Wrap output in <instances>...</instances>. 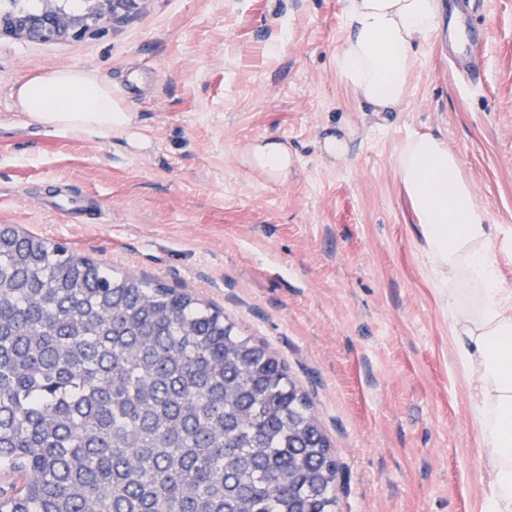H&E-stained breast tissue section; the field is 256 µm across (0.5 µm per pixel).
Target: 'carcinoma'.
<instances>
[{"instance_id":"cac0c4a2","label":"carcinoma","mask_w":512,"mask_h":512,"mask_svg":"<svg viewBox=\"0 0 512 512\" xmlns=\"http://www.w3.org/2000/svg\"><path fill=\"white\" fill-rule=\"evenodd\" d=\"M0 512H333L330 442L223 312L0 225Z\"/></svg>"}]
</instances>
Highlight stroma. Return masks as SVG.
<instances>
[{
    "label": "stroma",
    "instance_id": "35a3bbf8",
    "mask_svg": "<svg viewBox=\"0 0 512 512\" xmlns=\"http://www.w3.org/2000/svg\"><path fill=\"white\" fill-rule=\"evenodd\" d=\"M346 0H140L80 42L0 37V224L146 275L224 312L307 393L339 467L335 512H479L466 384L395 168L434 134L512 232V0H484L482 81L461 87L443 33L404 112L361 111L336 73ZM59 67L125 97L149 142L50 135L14 87ZM349 134L350 160L326 135ZM272 136L275 182L243 161ZM76 200L79 216L56 213Z\"/></svg>",
    "mask_w": 512,
    "mask_h": 512
}]
</instances>
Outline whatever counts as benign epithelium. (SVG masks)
Instances as JSON below:
<instances>
[{
  "instance_id": "7a95c632",
  "label": "benign epithelium",
  "mask_w": 512,
  "mask_h": 512,
  "mask_svg": "<svg viewBox=\"0 0 512 512\" xmlns=\"http://www.w3.org/2000/svg\"><path fill=\"white\" fill-rule=\"evenodd\" d=\"M140 0H83L72 12L61 0H43L38 11L0 7V35L9 34L45 43L81 41L106 31L107 25L137 8Z\"/></svg>"
}]
</instances>
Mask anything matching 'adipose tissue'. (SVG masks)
<instances>
[{
	"label": "adipose tissue",
	"mask_w": 512,
	"mask_h": 512,
	"mask_svg": "<svg viewBox=\"0 0 512 512\" xmlns=\"http://www.w3.org/2000/svg\"><path fill=\"white\" fill-rule=\"evenodd\" d=\"M438 26V0H347V39L334 63L362 109L406 110L418 50ZM13 97L17 110L46 133L120 137L135 148L147 144L111 82L90 71L40 72L18 84ZM245 162L275 181L287 179L293 165L287 146L271 138L252 144ZM396 172L448 321L455 361L469 380L485 485L481 512H512V284L500 264L512 254V236L493 224L457 154L441 138L405 140Z\"/></svg>",
	"instance_id": "1"
}]
</instances>
